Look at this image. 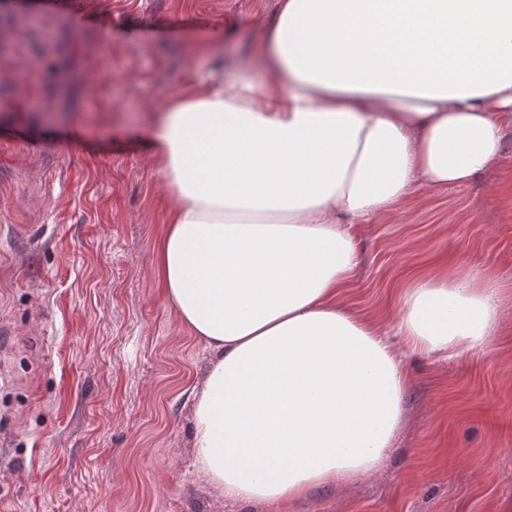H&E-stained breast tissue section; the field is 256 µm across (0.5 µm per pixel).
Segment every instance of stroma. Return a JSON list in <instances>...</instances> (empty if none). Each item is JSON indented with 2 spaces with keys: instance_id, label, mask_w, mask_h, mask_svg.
I'll list each match as a JSON object with an SVG mask.
<instances>
[{
  "instance_id": "1",
  "label": "stroma",
  "mask_w": 512,
  "mask_h": 512,
  "mask_svg": "<svg viewBox=\"0 0 512 512\" xmlns=\"http://www.w3.org/2000/svg\"><path fill=\"white\" fill-rule=\"evenodd\" d=\"M83 2L81 21L0 0V512H512V127L499 166L351 225L339 297L388 325L416 276L490 279L497 336L407 358L408 418L371 476L229 501L192 465L210 353L155 272L174 200L148 130L210 42L255 57L278 0Z\"/></svg>"
}]
</instances>
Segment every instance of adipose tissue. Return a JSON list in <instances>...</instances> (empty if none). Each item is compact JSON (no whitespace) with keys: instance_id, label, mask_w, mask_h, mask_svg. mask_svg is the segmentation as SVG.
Listing matches in <instances>:
<instances>
[{"instance_id":"1","label":"adipose tissue","mask_w":512,"mask_h":512,"mask_svg":"<svg viewBox=\"0 0 512 512\" xmlns=\"http://www.w3.org/2000/svg\"><path fill=\"white\" fill-rule=\"evenodd\" d=\"M257 65L199 76L158 118L175 205L154 266L213 355L196 470L227 498L278 503L381 466L406 419L407 357L497 333L490 281L413 280L389 333L339 296L358 264L350 223L499 164L512 0H279Z\"/></svg>"}]
</instances>
